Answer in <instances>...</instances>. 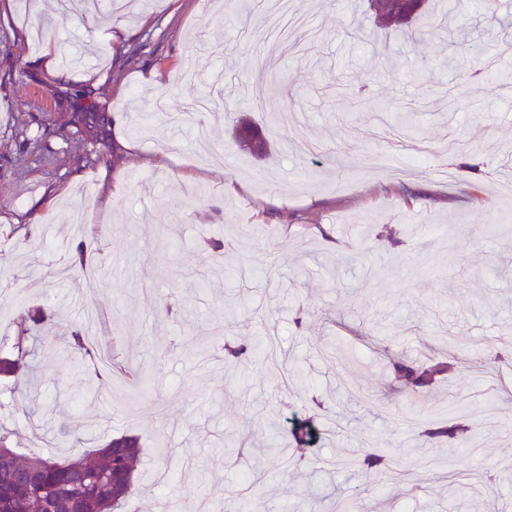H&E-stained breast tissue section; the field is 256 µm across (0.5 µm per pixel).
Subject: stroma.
Instances as JSON below:
<instances>
[{
	"label": "stroma",
	"instance_id": "stroma-1",
	"mask_svg": "<svg viewBox=\"0 0 512 512\" xmlns=\"http://www.w3.org/2000/svg\"><path fill=\"white\" fill-rule=\"evenodd\" d=\"M252 2L246 15L236 0H115L84 29L56 0H0V226L22 228L0 234V336L19 335L31 306L62 313L55 342L35 347L40 403L56 411L46 436L32 434L41 411L0 422L24 452L140 435L133 512L249 507L255 486L262 512H336L349 487L361 512H449L452 494L456 512H512V363H490L512 354V81L468 70L476 47L495 67L512 58V0L458 14L461 39L412 43L377 28L366 0H290L303 29L265 41L281 21ZM41 29L69 82L47 79ZM443 56L455 67L434 69ZM79 91L112 119L98 141L70 133ZM403 107L447 149L401 147L388 116ZM243 116L268 156L232 139ZM197 185L204 202L186 203ZM91 235L90 278L51 275ZM238 290L246 304L225 321ZM92 316L97 350L127 368L95 393L64 352ZM227 343L254 353L223 362ZM431 356L455 370L423 394L391 369ZM141 370L155 373L149 400ZM304 413L325 428L305 447L311 467L286 459ZM457 416L470 427L458 448L420 438ZM228 435L246 439L232 460ZM272 441L284 454L266 453ZM368 448L403 479L360 472Z\"/></svg>",
	"mask_w": 512,
	"mask_h": 512
}]
</instances>
